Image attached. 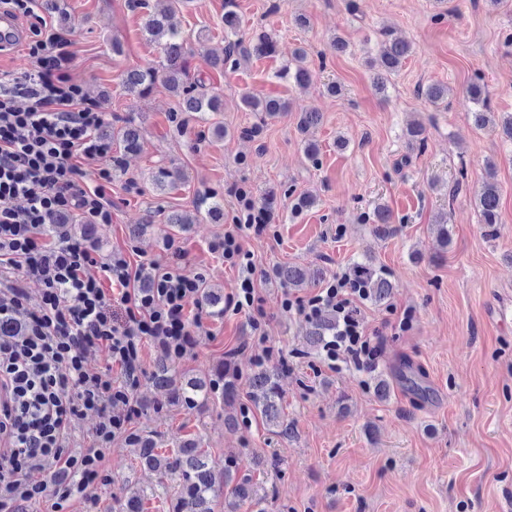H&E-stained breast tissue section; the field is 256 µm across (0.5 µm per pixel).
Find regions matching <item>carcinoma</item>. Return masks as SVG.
<instances>
[{
	"mask_svg": "<svg viewBox=\"0 0 512 512\" xmlns=\"http://www.w3.org/2000/svg\"><path fill=\"white\" fill-rule=\"evenodd\" d=\"M43 11L55 15L63 24L69 18L63 0H41ZM241 28V18L236 11L234 0H224V31L227 43L224 45V54L208 59L211 68L219 71H235L241 62L252 57H268L276 52V40L270 33L257 29L251 36L242 40L238 38ZM144 29L154 42L161 46L163 60L161 67H146L130 70L124 78V87L127 92L138 96L152 93L157 86H162L170 93L180 98V112H194L200 119L207 120V115L221 111L222 102L216 95L209 94L199 79L190 78L187 68V55L189 50L181 32L174 28L166 13H147ZM412 52L411 45L395 38L392 34H385V39L379 45L381 72L376 74L374 84L380 91H385L389 75L396 72L403 61ZM276 77L286 80L299 88L307 87L313 78L308 64L306 50L298 48L294 54L291 65L276 72ZM423 93L428 102L440 108L446 105L448 99V86L433 83ZM241 103L250 112H264L272 115L288 111V102L274 97L259 96L245 93L241 96ZM119 139L124 148L134 151L139 147V130L137 126L127 121L117 130L107 133ZM181 178L180 172L167 167H159L152 176L153 185L159 190L174 187ZM481 216L484 223H497V210L499 207V193L495 184L485 183L477 195ZM355 269L362 275V285L366 288L368 300L381 303L385 301L393 288L389 276L381 273L367 263H358ZM277 275L283 283L290 288H304L308 278L304 270L297 265H284L278 268ZM335 318L327 313L321 319L311 323V330L307 336V344L313 349L322 347L332 332ZM239 371L230 362H224L221 374V386L224 392V402L233 403L238 397L240 385ZM398 381L401 385L419 396L426 393L425 377L422 368L412 363L405 364L398 371ZM249 400L255 411L259 412L269 431L283 437H289L294 432L293 425L284 413L283 395L279 386V371L260 367L249 377ZM215 390L213 381H186L180 388L178 399L194 408L198 398L206 399ZM139 459L151 465L161 474V477L179 476V512H213V498L217 496L214 478V462L210 455L201 448H176L172 455L158 453L155 448L138 449ZM234 482L231 489L232 506L246 501L259 499V487L248 479L234 481L231 470H224V483Z\"/></svg>",
	"mask_w": 512,
	"mask_h": 512,
	"instance_id": "obj_1",
	"label": "carcinoma"
}]
</instances>
